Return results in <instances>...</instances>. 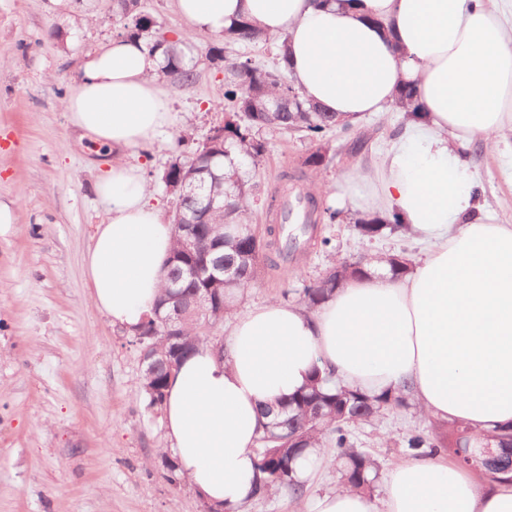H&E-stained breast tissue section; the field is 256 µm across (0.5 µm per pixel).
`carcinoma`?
<instances>
[{"instance_id":"carcinoma-1","label":"carcinoma","mask_w":512,"mask_h":512,"mask_svg":"<svg viewBox=\"0 0 512 512\" xmlns=\"http://www.w3.org/2000/svg\"><path fill=\"white\" fill-rule=\"evenodd\" d=\"M115 5L122 21L121 34L143 37L156 47H165L166 77L176 85L191 83L194 70L186 60L184 39L178 37L169 41L152 31L153 22L141 12L140 0H115ZM260 42L269 44L271 40L261 37L253 25L242 18L224 31V47L208 49L210 62L224 70V124L208 136L191 162L185 163L177 157L162 174V181L172 193L174 183L188 174L202 187L201 195L177 200L185 221L196 223L197 241L189 246L183 233L175 230L174 265L195 261L206 253L210 260L224 257V264L234 267L235 274L201 285L188 280L179 282V292L186 298L200 286L207 289L210 303L201 315L188 314L177 325L176 335H167L165 326L154 315L134 332L139 347H150L152 354V368L142 369L139 384L145 409L156 415L161 412L173 372L168 365L170 353L179 349L184 358L195 343L209 340L206 326L224 319L235 304L237 291L255 281L262 268L286 270L307 252L308 245L284 240L281 224L267 225L264 242L259 245L249 237V217L255 207L260 205L281 218L286 215L288 187H283L279 196L261 194L258 183L241 170L240 158H249L255 166L261 162L266 144L259 133L264 130L298 131L317 145L304 162L306 168L316 171L324 165L330 150L328 136L338 129L348 130L335 116L301 97L288 102L291 85L284 66L285 44H274L275 62L271 66L248 56L230 58L227 55V47L231 45L250 46ZM211 197L216 199L212 207L208 206ZM303 199L310 217L308 225L334 224L340 218L341 212L323 205L315 195L307 192ZM353 228L358 236L369 240L388 229L408 231L395 214L383 221L362 217ZM371 262L372 259L363 256L333 263L322 277L305 282L298 289L300 305L307 310L316 309L336 288L361 274ZM409 409L411 404L401 393L367 395L341 387L332 392L323 390L316 382L281 403L278 410L265 408L264 414L272 419L264 425L257 439L258 448L254 449L257 469L262 474L256 497L261 498L278 487L285 489L293 500H302L307 484L297 477L295 463L322 447L336 450L344 485L364 494L372 493L379 478V466L369 453L354 447L351 426ZM494 440L499 455L496 466L480 470L475 467L474 448L482 441L467 427L451 423L430 430L410 429L401 445L415 457L446 455L457 467L471 472L476 470L489 483L501 484L512 477L507 473L512 463V432L502 430Z\"/></svg>"}]
</instances>
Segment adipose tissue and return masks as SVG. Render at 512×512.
<instances>
[{"mask_svg":"<svg viewBox=\"0 0 512 512\" xmlns=\"http://www.w3.org/2000/svg\"><path fill=\"white\" fill-rule=\"evenodd\" d=\"M192 31L223 35L245 16L285 37L301 96L354 126L416 90L409 122L363 178L367 209L398 213L428 241L403 277L383 261L316 311L272 301L232 315L227 355L200 344L172 376L163 420L180 474L227 512L254 496L259 407L306 387L314 370L371 393L409 389L429 418L480 433L512 424V223L477 204L452 151L496 149L512 128V21L490 0H176ZM162 50L115 38L81 59L63 105L112 154L95 193L105 213L85 256L90 298L136 329L160 295L172 228L148 202L131 149L172 123ZM382 496L342 488L310 512H512V485L481 490L429 457L398 462Z\"/></svg>","mask_w":512,"mask_h":512,"instance_id":"adipose-tissue-1","label":"adipose tissue"}]
</instances>
